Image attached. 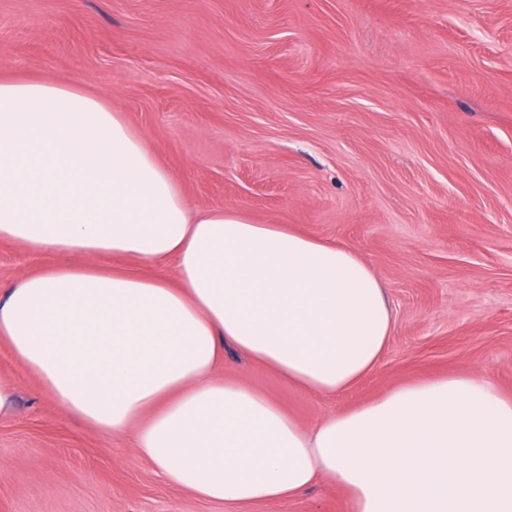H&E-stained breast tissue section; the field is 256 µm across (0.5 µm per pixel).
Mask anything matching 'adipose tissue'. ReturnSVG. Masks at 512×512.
Returning <instances> with one entry per match:
<instances>
[{
    "label": "adipose tissue",
    "instance_id": "1",
    "mask_svg": "<svg viewBox=\"0 0 512 512\" xmlns=\"http://www.w3.org/2000/svg\"><path fill=\"white\" fill-rule=\"evenodd\" d=\"M0 239L62 258L0 296V341L66 414L130 437L190 498L236 512L324 483L347 512H512V397L487 377L392 387L306 427L220 374L230 346L307 392L350 391L394 329L383 284L355 251L288 225L193 212L79 84L0 80Z\"/></svg>",
    "mask_w": 512,
    "mask_h": 512
}]
</instances>
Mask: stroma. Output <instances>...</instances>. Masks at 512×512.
<instances>
[{"instance_id":"1","label":"stroma","mask_w":512,"mask_h":512,"mask_svg":"<svg viewBox=\"0 0 512 512\" xmlns=\"http://www.w3.org/2000/svg\"><path fill=\"white\" fill-rule=\"evenodd\" d=\"M0 75L111 99L194 207L356 250L395 315L379 369L318 398L225 348L303 425L448 375L512 395V0H0ZM51 256L0 242V293ZM0 512H227L66 416L0 341ZM319 485L241 512H344Z\"/></svg>"}]
</instances>
